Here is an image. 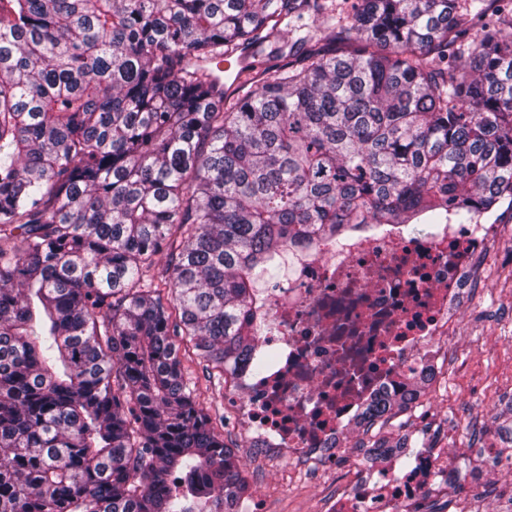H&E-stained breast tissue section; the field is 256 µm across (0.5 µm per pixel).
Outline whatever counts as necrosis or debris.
Returning a JSON list of instances; mask_svg holds the SVG:
<instances>
[{
  "mask_svg": "<svg viewBox=\"0 0 512 512\" xmlns=\"http://www.w3.org/2000/svg\"><path fill=\"white\" fill-rule=\"evenodd\" d=\"M495 224H432L419 233L367 224L316 247H290L283 282L259 291L262 328L249 365L226 372L224 399L252 445L332 468L344 435L381 391L438 359ZM447 457L423 452L403 471L381 468L337 493L332 512H397L420 498L424 476L447 478Z\"/></svg>",
  "mask_w": 512,
  "mask_h": 512,
  "instance_id": "obj_1",
  "label": "necrosis or debris"
}]
</instances>
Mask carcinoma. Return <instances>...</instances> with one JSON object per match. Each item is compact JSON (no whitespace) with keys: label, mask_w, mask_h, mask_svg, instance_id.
<instances>
[{"label":"carcinoma","mask_w":512,"mask_h":512,"mask_svg":"<svg viewBox=\"0 0 512 512\" xmlns=\"http://www.w3.org/2000/svg\"><path fill=\"white\" fill-rule=\"evenodd\" d=\"M4 1L0 512H245L183 358L220 380L248 359L288 245L512 204V8ZM246 47L284 64L232 97L214 73ZM433 380L377 396L364 433ZM488 435L475 475L512 466V393Z\"/></svg>","instance_id":"obj_1"}]
</instances>
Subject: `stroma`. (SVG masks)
I'll return each mask as SVG.
<instances>
[{"label": "stroma", "instance_id": "obj_1", "mask_svg": "<svg viewBox=\"0 0 512 512\" xmlns=\"http://www.w3.org/2000/svg\"><path fill=\"white\" fill-rule=\"evenodd\" d=\"M501 238L483 263L487 291L465 302L460 322L438 363L441 383L431 384L420 408L406 413L410 432L424 436L430 448H443L454 471L470 476L465 450L489 423L498 395L512 391V207L498 210ZM224 436L236 446L240 470L251 498L265 512H329L338 488L350 484L353 472L371 475L360 444L362 428L352 432V458L334 469L299 466L251 448L226 423ZM428 512H445L448 501L466 512H496L512 502V469L499 466L474 488L458 485L426 490Z\"/></svg>", "mask_w": 512, "mask_h": 512}]
</instances>
